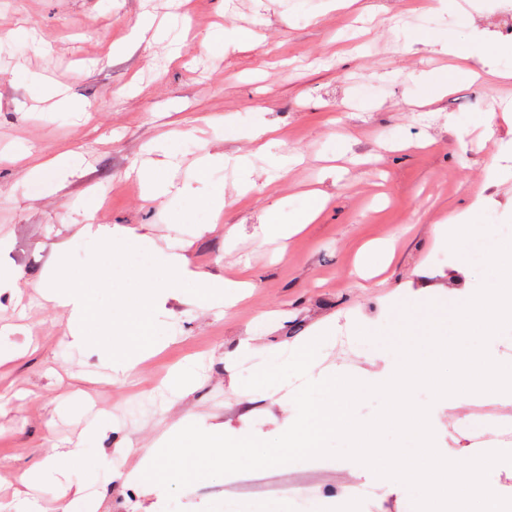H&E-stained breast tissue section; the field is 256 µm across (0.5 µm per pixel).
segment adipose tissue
<instances>
[{"instance_id":"adipose-tissue-1","label":"adipose tissue","mask_w":512,"mask_h":512,"mask_svg":"<svg viewBox=\"0 0 512 512\" xmlns=\"http://www.w3.org/2000/svg\"><path fill=\"white\" fill-rule=\"evenodd\" d=\"M323 205L322 194H311L305 208L296 212L286 224L281 222L277 208H269L260 226V235L265 239L290 237L304 225L312 223ZM326 345L325 337L319 336L311 344L295 348L285 357L267 352L268 367L256 372L252 381L253 389L269 391L273 388V379L300 374L307 376L309 388L323 395V402L317 404L301 398L288 406L290 434L292 438L302 439L307 452L312 454L319 452L327 435L346 423V405L335 397L336 383L342 379V372L318 373L314 370ZM426 381L433 382L441 399L457 400V388L450 386L445 379L432 377L426 362L410 351L403 353L397 363L379 375L364 378L363 383L389 392H402ZM107 427V422H100L89 430L86 441L75 447L51 448L36 469L26 472L21 480L23 488L16 491L8 512H80V494L63 492L50 502L37 494L42 485L68 478L75 468L103 485L122 478L125 486L135 489L139 496L148 497L161 494L175 480L176 475L168 463L190 450L205 460L215 454L222 456L224 468L228 471L242 461L260 465L278 463L288 453L284 445L261 450L260 440L250 433L225 437L223 425L189 417L171 425L151 448L140 450L130 445L122 448V456L133 460L132 465L122 472L114 467L110 455L94 452L90 446L91 441Z\"/></svg>"}]
</instances>
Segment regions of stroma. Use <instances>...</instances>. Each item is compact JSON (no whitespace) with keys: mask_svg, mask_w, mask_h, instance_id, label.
<instances>
[{"mask_svg":"<svg viewBox=\"0 0 512 512\" xmlns=\"http://www.w3.org/2000/svg\"><path fill=\"white\" fill-rule=\"evenodd\" d=\"M429 0H353L323 11L322 0H0V269L19 274L20 288L0 295V337L15 350L0 363V503H8L19 476L46 451L47 441H80L92 411L110 416L100 448L131 440L148 448L186 414L219 416L225 433L255 432L277 445L286 414L270 399L245 391L266 364L261 356L235 358L240 341L285 354L309 343L321 329L350 339L352 368L371 373L395 362L389 349L357 337V328L387 330L397 308L426 315V286L447 282L473 292L484 278L480 250L512 238V177L486 192L475 219L483 233L470 235L463 252L436 241L435 229L466 210L512 125L499 116L512 101V79L490 85L469 72L470 57L512 70L502 50L512 44V0H448L442 18H430ZM154 15L167 38L137 40L142 13ZM248 30L245 44H228L229 27ZM415 43L405 46L399 31ZM448 36L458 55L436 52L433 34ZM434 69L448 74V90L417 112L404 102L420 92L412 76ZM68 87L73 106L56 103L51 87ZM371 101L370 110L354 107ZM276 126L282 149L304 161L277 176L272 156L240 138L256 113ZM494 113L493 136L481 118ZM175 134L178 169L174 191L204 197L224 192V212L213 220L192 203L174 210L167 199L143 200L127 173L146 157V146ZM227 156L248 153L257 187L236 196L233 169L207 178L194 173L201 145ZM69 150L83 165L29 176L31 167ZM327 196L322 212L299 234L258 244L264 211L282 217L306 206L310 191ZM111 228L149 237V253L178 249L191 271L216 278L248 269V297L218 309L164 297L157 312L163 350L134 380H114L96 356L68 344L66 309L47 303L30 287L51 270L58 248L79 261L90 256V238L77 229L87 212ZM236 230L228 247L225 236ZM392 241L387 270L372 279L353 269L370 246ZM196 363L190 393L167 400L161 388L170 372ZM430 404L437 447L448 459L472 456L460 422L490 407L512 423V403L491 393L463 394L456 406ZM179 479L162 494L159 512H282L300 505L335 512L364 484L373 499L355 512H413L409 492L365 475L348 460L327 458L323 469L292 454L274 466L241 464L246 484L235 489L219 476L199 478L193 456L171 462Z\"/></svg>","mask_w":512,"mask_h":512,"instance_id":"stroma-1","label":"stroma"}]
</instances>
